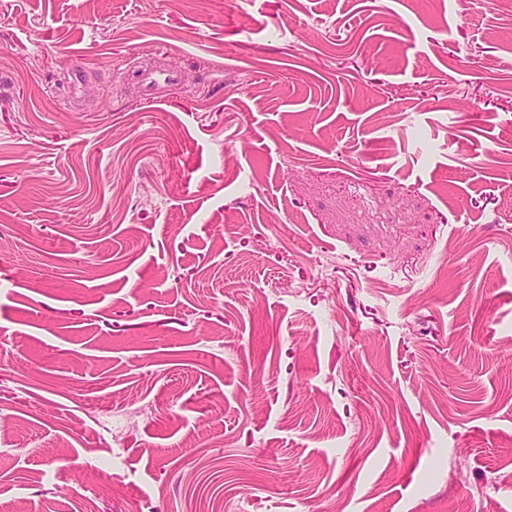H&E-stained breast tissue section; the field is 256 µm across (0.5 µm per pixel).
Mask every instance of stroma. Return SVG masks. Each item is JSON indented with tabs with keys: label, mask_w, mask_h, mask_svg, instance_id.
<instances>
[{
	"label": "stroma",
	"mask_w": 512,
	"mask_h": 512,
	"mask_svg": "<svg viewBox=\"0 0 512 512\" xmlns=\"http://www.w3.org/2000/svg\"><path fill=\"white\" fill-rule=\"evenodd\" d=\"M3 503L512 512V0H0ZM166 94L183 93L189 97L191 92L184 87L178 70L172 68H158L148 71L141 76V98L146 101L157 99L158 90Z\"/></svg>",
	"instance_id": "obj_1"
}]
</instances>
